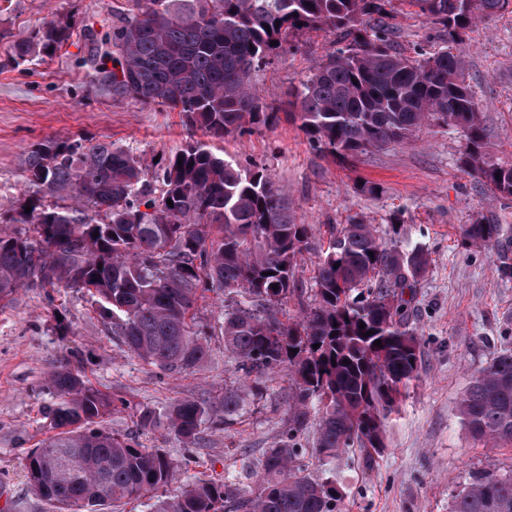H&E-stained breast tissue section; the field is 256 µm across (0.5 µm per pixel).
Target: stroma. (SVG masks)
Here are the masks:
<instances>
[{"instance_id":"stroma-1","label":"stroma","mask_w":512,"mask_h":512,"mask_svg":"<svg viewBox=\"0 0 512 512\" xmlns=\"http://www.w3.org/2000/svg\"><path fill=\"white\" fill-rule=\"evenodd\" d=\"M127 9V0H0V213L11 214L24 202L19 178L34 144L107 140L148 164L205 139L179 112L115 100L92 88L104 40ZM390 9L399 49L410 55L421 45L438 46L435 30L408 0H392ZM50 23L68 27L63 45L50 55L15 61V44ZM468 44L466 80L476 92L485 140L494 159L510 165L512 14L480 20ZM337 47L329 32L299 35L296 48L253 73L261 102L287 101ZM207 141L224 159L263 166L283 187L296 222L314 227L295 272L297 288L280 307L279 319L297 315L311 297L327 225L354 217L383 230L397 214L402 243L420 242L430 252L409 317L421 339V361L385 420L383 452L369 464L356 449L320 461L313 417L299 438L307 474L340 484L345 512H448L453 494L474 474L512 472V447L475 439L459 414L472 378L501 349L512 348V277L498 275L496 251L473 247L464 227L477 219L499 224L512 241V199L489 191L463 166L458 134L426 127L347 164L312 150L298 124L285 121L243 137ZM362 182L376 184L377 194L358 191ZM57 312L65 315L68 333L55 329ZM223 319V296L210 293L199 300L197 321L209 331L207 356L194 368L165 372L125 352L86 292L68 289L50 298L43 289L21 288L0 301V512H55L30 489L25 457L54 433L49 410L58 398L48 375L63 361L93 388L118 398L103 419L107 430L158 449L174 464L166 485L104 512H155L161 501L199 479L220 484L235 478L239 499L257 495L264 456L288 429L290 382L275 375L262 395L246 400L234 422L221 424V395L238 382L224 355ZM183 398L210 407L212 420L197 444L186 445L161 422L140 426L142 410L161 418Z\"/></svg>"}]
</instances>
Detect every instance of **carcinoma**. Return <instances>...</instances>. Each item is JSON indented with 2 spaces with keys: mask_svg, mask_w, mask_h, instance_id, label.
I'll use <instances>...</instances> for the list:
<instances>
[{
  "mask_svg": "<svg viewBox=\"0 0 512 512\" xmlns=\"http://www.w3.org/2000/svg\"><path fill=\"white\" fill-rule=\"evenodd\" d=\"M132 2L137 12L112 29V67L102 64L93 75V87L112 98L178 110L187 124L218 138L249 135L284 117L299 122L313 150L339 161L383 150L424 127H448L465 140L464 165L489 190L512 197V165L484 151L480 112L465 80L468 32L477 20L507 12L512 0H409L444 43L415 59L389 37L390 0ZM310 29L335 33L342 47L296 90L288 112L267 111L253 91L252 72ZM67 36L50 24L17 43L15 55L23 61L47 55ZM146 174L140 159L112 142L32 148L22 175L28 199L0 218L24 225L0 232V301L21 287L85 290L128 352L171 370L206 356L195 321L199 298L235 295L224 305V352L244 379L224 392V422L281 372L291 382L293 410L288 440L262 461L260 492L240 507L343 512L342 488L304 473L295 438L316 407L318 456L357 448L370 464L380 453L372 439L383 435L400 388L417 371L420 339L409 326L404 294L426 273L428 251L401 250L398 224L383 232L354 218L332 224L311 304L283 322L274 310L295 288L312 225L295 222L286 194L265 169L226 160L195 141L154 165L151 178ZM464 235L499 248L497 271L512 277L502 225L476 221ZM49 383L59 398L50 409L58 433L31 451L25 469L30 488L56 512H98L168 483L172 461L100 427L112 401L69 363L57 366ZM460 414L478 439L512 445V348L473 378ZM207 416L204 403L184 398L169 411L168 430L194 444ZM232 499L233 484L198 481L158 512H224ZM449 512H512V474L474 475L452 496Z\"/></svg>",
  "mask_w": 512,
  "mask_h": 512,
  "instance_id": "carcinoma-1",
  "label": "carcinoma"
}]
</instances>
